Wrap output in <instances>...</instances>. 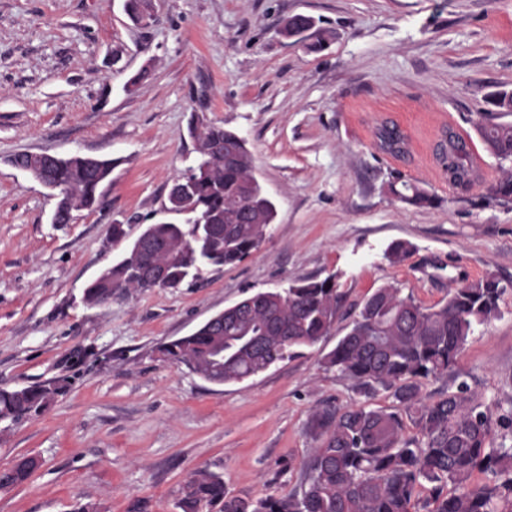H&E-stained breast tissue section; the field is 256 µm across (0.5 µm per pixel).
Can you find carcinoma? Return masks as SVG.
Returning <instances> with one entry per match:
<instances>
[{
    "label": "carcinoma",
    "mask_w": 512,
    "mask_h": 512,
    "mask_svg": "<svg viewBox=\"0 0 512 512\" xmlns=\"http://www.w3.org/2000/svg\"><path fill=\"white\" fill-rule=\"evenodd\" d=\"M132 18H151L150 0H125ZM313 27L304 15L288 18L287 36ZM493 112L476 124L486 150L503 162L512 158V91L488 95ZM199 157L181 176L186 196L179 211L186 222L149 224L135 232L130 224L112 225V239L132 238L124 255L104 269L85 289L89 305L106 303L120 291H149L153 271L166 268L164 288L195 279L206 266H234L265 242L277 216L274 201L254 174V158L246 140L215 123L192 128ZM382 147L403 149L398 129L383 127ZM439 157L456 185L474 182L470 145L448 131ZM36 180L49 176L65 189L57 224L71 213L91 210L98 189L112 173V161L79 154L25 159ZM489 189L490 198L512 200V171ZM401 201L431 206L435 198L413 183L390 185ZM413 251L408 242L392 243L386 258L403 262ZM506 288L493 276L476 281L462 277L438 304L424 307L402 289L385 286L355 304L354 317L324 364L355 383L363 401L324 405L309 418L307 433L315 448L300 463L299 479L286 496L253 499L234 495L224 480L205 469L193 472L181 489V512H512V446L495 443L498 429H512V417L496 418L468 385L461 382L434 397L425 382L450 374L475 327L500 316ZM343 295L333 278L296 281L282 291H261L224 313V322L209 320L194 333L162 344L158 351L218 385L238 383L269 364L290 359L296 350L329 335L340 316ZM224 340V358L213 349ZM64 385L58 380L20 389H0V421H17L41 410ZM395 402L375 408L379 390ZM417 436H405L407 425ZM36 467L22 457L0 475V490L26 481ZM489 476L473 482L475 472Z\"/></svg>",
    "instance_id": "carcinoma-1"
}]
</instances>
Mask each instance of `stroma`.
<instances>
[{
  "label": "stroma",
  "instance_id": "35a3bbf8",
  "mask_svg": "<svg viewBox=\"0 0 512 512\" xmlns=\"http://www.w3.org/2000/svg\"><path fill=\"white\" fill-rule=\"evenodd\" d=\"M124 0H0V388L63 379L43 411L0 422V471L30 456L31 477L0 512H180V488L205 469L235 494L288 495L313 442L314 409L357 401L323 366L353 306L387 284L425 306L455 279L494 275L501 314L476 326L453 375L494 414L512 412V203L476 131L487 93L512 90V0H152L148 23ZM313 18L296 37L293 15ZM149 78L135 87L140 69ZM214 122L242 136L278 216L233 267L176 289L89 306L87 285L124 253L114 224L169 220L175 178L197 160L189 133ZM405 137L383 150L382 126ZM470 141L484 173L450 182L436 145ZM115 159L100 204L56 224V201L6 163L20 152ZM434 195L397 199L390 184ZM414 250L390 264V243ZM334 278L344 296L329 336L239 383L215 385L163 361L160 344L225 308L299 278ZM402 190H398L395 184L390 185L391 192L401 201L410 203L419 207L432 206L435 198L413 183L403 182Z\"/></svg>",
  "mask_w": 512,
  "mask_h": 512
}]
</instances>
